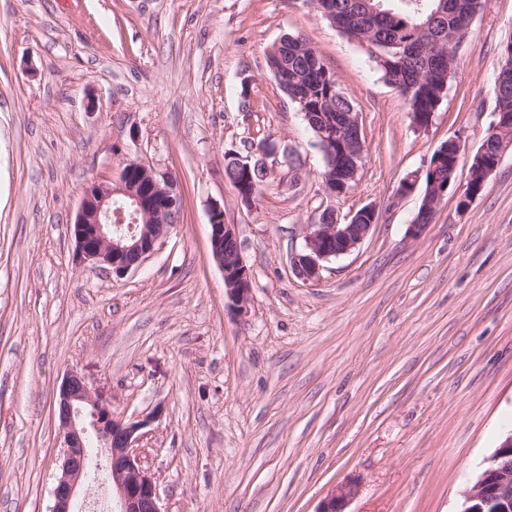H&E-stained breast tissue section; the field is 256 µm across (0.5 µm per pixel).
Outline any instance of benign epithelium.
<instances>
[{"instance_id": "obj_1", "label": "benign epithelium", "mask_w": 512, "mask_h": 512, "mask_svg": "<svg viewBox=\"0 0 512 512\" xmlns=\"http://www.w3.org/2000/svg\"><path fill=\"white\" fill-rule=\"evenodd\" d=\"M325 135V158L334 151L347 158L344 168L336 169V180L323 181L326 193L340 196L348 183L357 180L364 162V142L359 113L346 112L336 122V129L322 130ZM487 135L501 143L491 167L483 168V178L496 170L505 151L512 146V127L493 121ZM447 192L440 182L430 183L421 218L408 225V235L418 238ZM181 197L173 181L138 159L127 161L118 180L110 176L92 180L84 189L70 232L77 254L83 262L112 270L117 275L139 268L168 237L170 224H152L153 216L168 212L178 216ZM372 215L369 224L340 221L336 211L324 209L318 220L305 225L300 252L291 257L294 274L304 281L320 278L323 264L355 251L367 238L376 209L366 206ZM211 254L224 274L226 297L239 316L248 313L251 278L243 263L235 227L225 223L224 209L214 206L209 212ZM54 414L59 422L63 443L60 474L53 489L50 512H74L82 485L90 479L86 443L95 437L104 456L112 493L119 504L117 512H162L152 475L142 465L137 442L144 426L141 421L126 422L99 403L85 378L68 371L59 385ZM358 485L347 481L333 488L321 501L317 512H346L357 494ZM458 512H512V432L506 434L493 454L485 461L474 482L461 493Z\"/></svg>"}]
</instances>
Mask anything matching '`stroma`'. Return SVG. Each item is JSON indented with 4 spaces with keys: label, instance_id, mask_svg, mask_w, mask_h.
Returning <instances> with one entry per match:
<instances>
[{
    "label": "stroma",
    "instance_id": "35a3bbf8",
    "mask_svg": "<svg viewBox=\"0 0 512 512\" xmlns=\"http://www.w3.org/2000/svg\"><path fill=\"white\" fill-rule=\"evenodd\" d=\"M512 0H485L432 124L413 126L367 48L308 0H0V512H49L61 438L53 403L77 370L139 445L164 512H457L512 430V149L459 201L494 119ZM307 39L360 114L364 165L342 196L269 71ZM464 151L420 238L423 186L448 139ZM286 151L241 204L224 154ZM142 157L181 196L138 269L80 262L84 187ZM224 209L252 274L246 317L225 296L208 212ZM377 223L316 281L290 259L322 210ZM357 488L355 481H346L333 488L321 501L317 512H348L345 509L357 494Z\"/></svg>",
    "mask_w": 512,
    "mask_h": 512
}]
</instances>
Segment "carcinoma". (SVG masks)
Wrapping results in <instances>:
<instances>
[{
    "instance_id": "cac0c4a2",
    "label": "carcinoma",
    "mask_w": 512,
    "mask_h": 512,
    "mask_svg": "<svg viewBox=\"0 0 512 512\" xmlns=\"http://www.w3.org/2000/svg\"><path fill=\"white\" fill-rule=\"evenodd\" d=\"M324 16L336 29L343 31L346 17H360L356 39L364 44L374 59L383 80L402 96L410 112H434L445 96L454 76L456 58L445 50L435 49L441 36L451 41L460 30L471 28L482 0H321ZM503 63L495 84L502 93L496 97L495 111L512 115V37L501 49ZM288 63L294 82L286 95L300 112H313L305 120L313 138L326 124H336L339 112L356 111L353 100L342 91L335 75L324 67L317 50L306 40L290 36L281 47H272L267 67L272 70ZM448 150V160L441 161L424 180L448 182L454 161L455 143L439 147Z\"/></svg>"
}]
</instances>
